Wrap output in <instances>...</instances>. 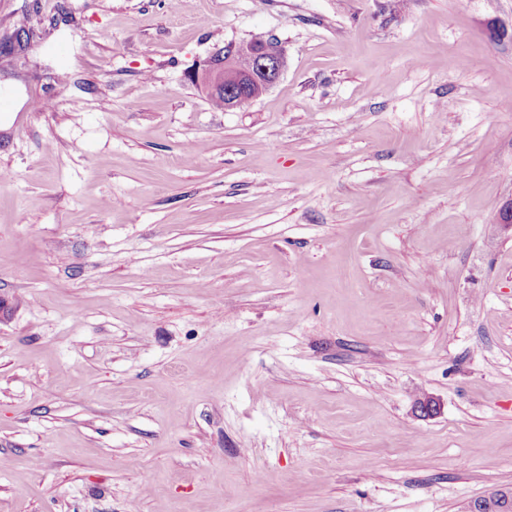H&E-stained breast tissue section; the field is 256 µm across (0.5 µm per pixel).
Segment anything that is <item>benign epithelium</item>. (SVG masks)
I'll return each mask as SVG.
<instances>
[{
    "label": "benign epithelium",
    "instance_id": "7a95c632",
    "mask_svg": "<svg viewBox=\"0 0 512 512\" xmlns=\"http://www.w3.org/2000/svg\"><path fill=\"white\" fill-rule=\"evenodd\" d=\"M286 56L277 39L255 38L224 48L220 57L200 65L192 80L212 95H224V108L234 109L250 102L280 78Z\"/></svg>",
    "mask_w": 512,
    "mask_h": 512
}]
</instances>
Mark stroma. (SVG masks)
Segmentation results:
<instances>
[{
  "instance_id": "stroma-1",
  "label": "stroma",
  "mask_w": 512,
  "mask_h": 512,
  "mask_svg": "<svg viewBox=\"0 0 512 512\" xmlns=\"http://www.w3.org/2000/svg\"><path fill=\"white\" fill-rule=\"evenodd\" d=\"M22 23L0 512L512 487V0H0V42ZM268 37L287 67L257 100L189 79Z\"/></svg>"
}]
</instances>
